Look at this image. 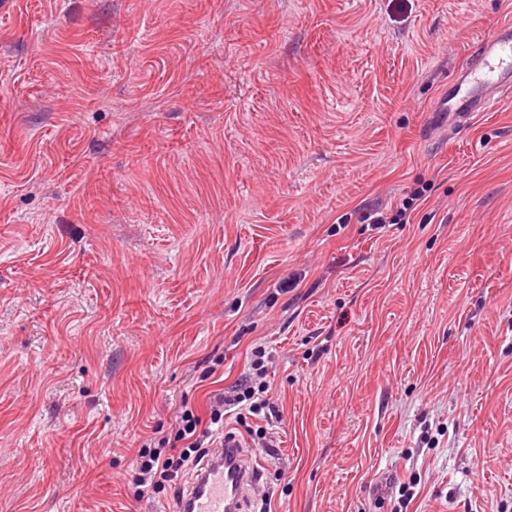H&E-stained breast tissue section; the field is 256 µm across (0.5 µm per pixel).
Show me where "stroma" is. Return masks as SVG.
<instances>
[{"instance_id":"1","label":"stroma","mask_w":512,"mask_h":512,"mask_svg":"<svg viewBox=\"0 0 512 512\" xmlns=\"http://www.w3.org/2000/svg\"><path fill=\"white\" fill-rule=\"evenodd\" d=\"M508 20L0 4V512H172L143 437L208 419L257 347L246 512H512V99L435 109ZM424 191L425 190H424L423 186L421 187V189H419V188L411 189L407 193V197L402 201L401 207L397 208V210L395 211L394 214H392L390 217H388L387 215H384L380 212H376L373 215V217L371 218V223H373V224H398V222H395V221H399V222L404 221L406 212L409 209V207L411 206L412 202L414 200H419L423 196L422 192H424Z\"/></svg>"}]
</instances>
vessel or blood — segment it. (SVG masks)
<instances>
[{"instance_id": "vessel-or-blood-1", "label": "vessel or blood", "mask_w": 512, "mask_h": 512, "mask_svg": "<svg viewBox=\"0 0 512 512\" xmlns=\"http://www.w3.org/2000/svg\"><path fill=\"white\" fill-rule=\"evenodd\" d=\"M512 96V26L484 37L459 74L445 112H489ZM239 437L224 438V450L199 475L182 502L183 512H243L251 493L253 463Z\"/></svg>"}]
</instances>
